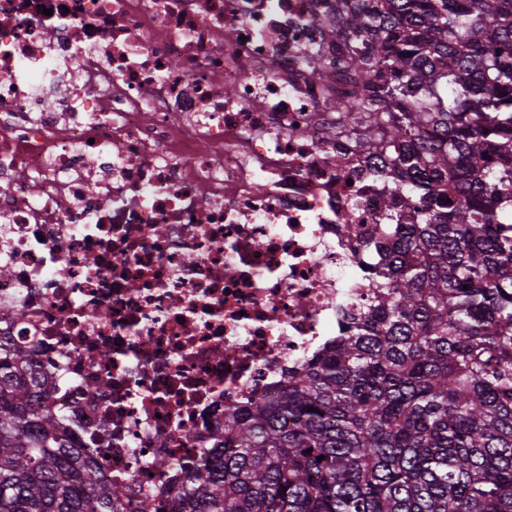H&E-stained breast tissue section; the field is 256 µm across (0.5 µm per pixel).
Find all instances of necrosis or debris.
<instances>
[{
	"label": "necrosis or debris",
	"mask_w": 512,
	"mask_h": 512,
	"mask_svg": "<svg viewBox=\"0 0 512 512\" xmlns=\"http://www.w3.org/2000/svg\"><path fill=\"white\" fill-rule=\"evenodd\" d=\"M320 0H0V336L26 344L125 512L361 305L376 224L309 78ZM335 154V165L325 157Z\"/></svg>",
	"instance_id": "necrosis-or-debris-1"
}]
</instances>
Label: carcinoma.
<instances>
[{
    "label": "carcinoma",
    "mask_w": 512,
    "mask_h": 512,
    "mask_svg": "<svg viewBox=\"0 0 512 512\" xmlns=\"http://www.w3.org/2000/svg\"><path fill=\"white\" fill-rule=\"evenodd\" d=\"M324 2L307 73L363 87L336 124L389 189L384 223L342 215L371 293L285 384L224 406L172 492L185 512H512V0ZM47 392L1 339L0 512H123Z\"/></svg>",
    "instance_id": "obj_1"
}]
</instances>
